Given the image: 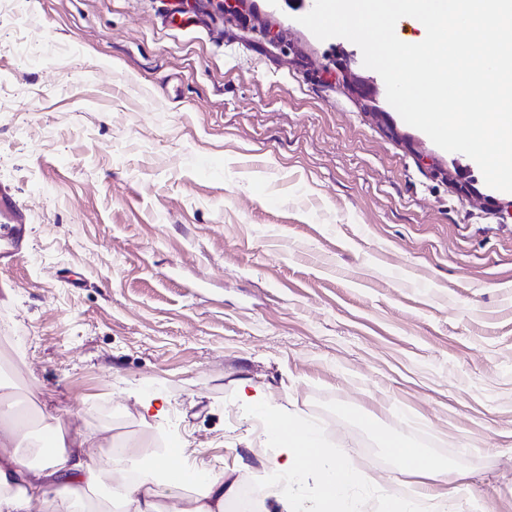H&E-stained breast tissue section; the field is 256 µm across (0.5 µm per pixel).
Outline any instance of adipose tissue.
Listing matches in <instances>:
<instances>
[{
  "instance_id": "1",
  "label": "adipose tissue",
  "mask_w": 512,
  "mask_h": 512,
  "mask_svg": "<svg viewBox=\"0 0 512 512\" xmlns=\"http://www.w3.org/2000/svg\"><path fill=\"white\" fill-rule=\"evenodd\" d=\"M271 431L286 450L281 471L295 484L310 476L319 482L321 512H358L351 490L364 483V476L346 457L330 455L316 429L280 420L272 424ZM26 436L21 425L0 435V512H31L37 501L47 503L51 512H96L91 494L101 489L106 490L110 504L120 505L123 512H182L178 503L161 505L153 472L126 480L124 460L144 456V449H125L124 460L113 461L106 472L73 448L55 449L33 465L22 447ZM388 449L411 482L409 493L387 497L384 512H428L426 484L430 481L444 485L441 497L448 501L468 491L465 472L449 473L411 441L396 439ZM193 475L197 483L191 512H223L225 499L236 493L234 485L202 465L195 467Z\"/></svg>"
}]
</instances>
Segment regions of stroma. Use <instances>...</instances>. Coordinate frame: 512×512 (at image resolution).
Listing matches in <instances>:
<instances>
[{"mask_svg": "<svg viewBox=\"0 0 512 512\" xmlns=\"http://www.w3.org/2000/svg\"><path fill=\"white\" fill-rule=\"evenodd\" d=\"M376 92L351 85L349 72ZM0 384L30 440L147 448L252 487V396L401 491L403 437L512 512V192L436 146L360 48L279 0H0ZM0 223L13 225L12 231L9 235V245L0 249V268L1 270L7 269L14 261L19 247L18 242L21 235V227L24 220L20 213L14 210L10 205L6 204L0 199Z\"/></svg>", "mask_w": 512, "mask_h": 512, "instance_id": "35a3bbf8", "label": "stroma"}]
</instances>
